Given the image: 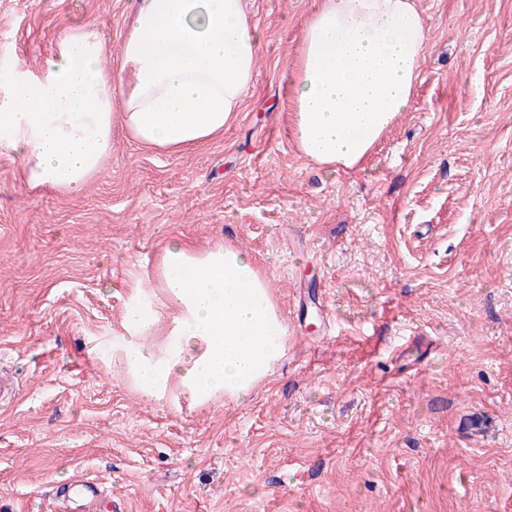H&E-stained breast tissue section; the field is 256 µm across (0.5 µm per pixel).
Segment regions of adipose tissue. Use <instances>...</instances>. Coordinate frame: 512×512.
<instances>
[{"instance_id": "1", "label": "adipose tissue", "mask_w": 512, "mask_h": 512, "mask_svg": "<svg viewBox=\"0 0 512 512\" xmlns=\"http://www.w3.org/2000/svg\"><path fill=\"white\" fill-rule=\"evenodd\" d=\"M262 42L248 0H141L109 70L94 25L72 27L39 71L0 62V153L20 158L28 188L75 194L103 172L114 128L165 153L193 150L241 112ZM429 43L415 0H320L287 69L300 156L358 170L411 104ZM149 283L155 303L129 305L116 350L138 394L163 409L247 402L288 338L255 260L173 240Z\"/></svg>"}]
</instances>
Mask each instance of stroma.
Wrapping results in <instances>:
<instances>
[{
  "instance_id": "1",
  "label": "stroma",
  "mask_w": 512,
  "mask_h": 512,
  "mask_svg": "<svg viewBox=\"0 0 512 512\" xmlns=\"http://www.w3.org/2000/svg\"><path fill=\"white\" fill-rule=\"evenodd\" d=\"M416 2L422 80L356 172L288 132L318 0H250L257 79L220 139L115 135L77 195L0 154V512H512V0ZM136 4L0 0V60L38 68L84 22L116 50ZM173 238L270 281L288 350L246 403L160 410L106 362ZM320 284L329 327L297 299ZM95 476L107 492L76 496Z\"/></svg>"
}]
</instances>
